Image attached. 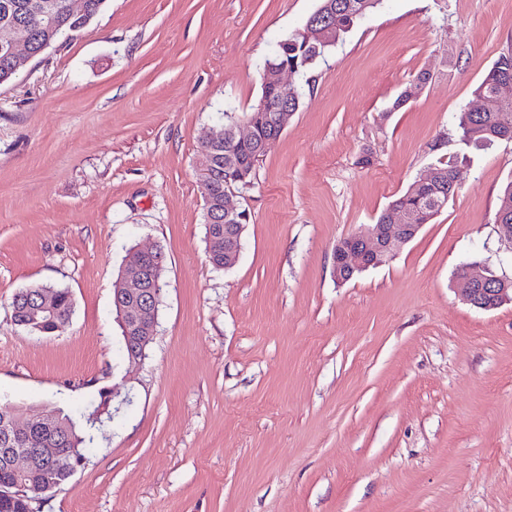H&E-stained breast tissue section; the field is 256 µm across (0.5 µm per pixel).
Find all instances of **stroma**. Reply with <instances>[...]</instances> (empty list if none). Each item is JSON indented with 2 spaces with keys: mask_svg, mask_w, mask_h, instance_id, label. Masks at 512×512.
Returning a JSON list of instances; mask_svg holds the SVG:
<instances>
[{
  "mask_svg": "<svg viewBox=\"0 0 512 512\" xmlns=\"http://www.w3.org/2000/svg\"><path fill=\"white\" fill-rule=\"evenodd\" d=\"M319 4L107 0L0 84V396L24 422L130 397L43 512H512V303L474 308L456 276L512 277L495 230L512 141L456 132L512 47V0H383L237 197L236 264L210 263L199 143L257 104L265 59ZM451 156L469 175L434 222L337 282V243ZM134 245L166 257L138 367L112 309ZM36 283L72 292L51 336L12 318Z\"/></svg>",
  "mask_w": 512,
  "mask_h": 512,
  "instance_id": "obj_1",
  "label": "stroma"
}]
</instances>
